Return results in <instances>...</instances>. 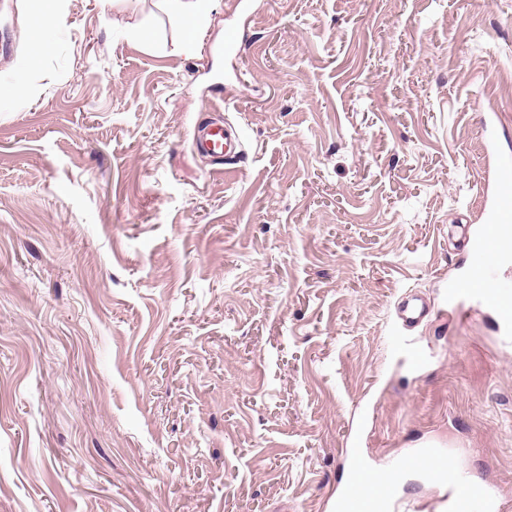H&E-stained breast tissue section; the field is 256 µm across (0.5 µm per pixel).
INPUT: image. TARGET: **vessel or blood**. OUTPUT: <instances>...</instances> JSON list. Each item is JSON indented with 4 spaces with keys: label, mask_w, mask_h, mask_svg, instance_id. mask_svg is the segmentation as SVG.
I'll list each match as a JSON object with an SVG mask.
<instances>
[{
    "label": "vessel or blood",
    "mask_w": 512,
    "mask_h": 512,
    "mask_svg": "<svg viewBox=\"0 0 512 512\" xmlns=\"http://www.w3.org/2000/svg\"><path fill=\"white\" fill-rule=\"evenodd\" d=\"M195 145L212 159L226 162L238 156L241 140L236 130L216 120L198 132ZM480 205L483 223L468 226L465 233L470 244L467 274L476 285L449 289L448 309L463 318L473 306H488L500 316L499 335L511 340L512 251L500 246L502 240L512 237L511 155L497 156L492 177L481 189ZM433 310V305L417 293L403 296L396 308L402 334L395 339L393 354L420 352L412 331ZM419 471L441 491L436 512H500L496 491L485 485H473L464 471L449 462L447 450L433 443L396 462L379 464L356 456L336 508L338 512H418L416 503L400 496L398 489L408 473Z\"/></svg>",
    "instance_id": "vessel-or-blood-1"
}]
</instances>
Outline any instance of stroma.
<instances>
[{"label":"stroma","mask_w":512,"mask_h":512,"mask_svg":"<svg viewBox=\"0 0 512 512\" xmlns=\"http://www.w3.org/2000/svg\"><path fill=\"white\" fill-rule=\"evenodd\" d=\"M511 75L512 0H220L191 53L168 0H0V512H336L351 449L429 443L512 512L494 317L391 356L467 266ZM198 150L219 162L235 159L241 148V140L236 130L224 126L221 120L213 121L201 129L196 138ZM434 305L424 300L415 292L406 293L396 308V321L403 336H395L392 348L394 355L403 352L422 353L423 350L415 336L409 332L417 327L422 320L434 312Z\"/></svg>","instance_id":"35a3bbf8"}]
</instances>
